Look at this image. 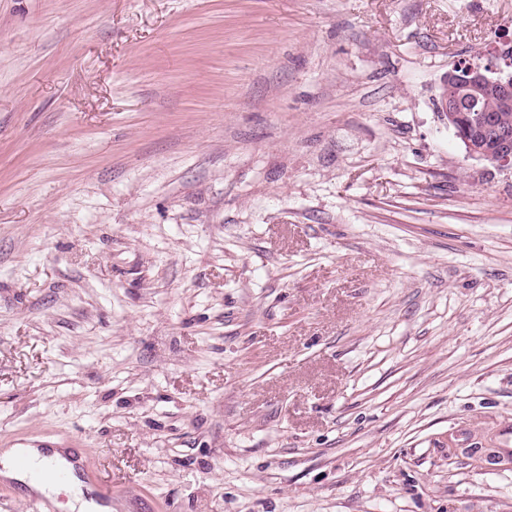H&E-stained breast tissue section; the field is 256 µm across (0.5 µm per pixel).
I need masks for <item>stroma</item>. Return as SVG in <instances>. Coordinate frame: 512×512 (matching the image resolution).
Wrapping results in <instances>:
<instances>
[{
  "instance_id": "1",
  "label": "stroma",
  "mask_w": 512,
  "mask_h": 512,
  "mask_svg": "<svg viewBox=\"0 0 512 512\" xmlns=\"http://www.w3.org/2000/svg\"><path fill=\"white\" fill-rule=\"evenodd\" d=\"M512 0H0V449L112 512H512V173L440 85Z\"/></svg>"
}]
</instances>
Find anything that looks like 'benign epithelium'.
<instances>
[{
  "label": "benign epithelium",
  "instance_id": "1",
  "mask_svg": "<svg viewBox=\"0 0 512 512\" xmlns=\"http://www.w3.org/2000/svg\"><path fill=\"white\" fill-rule=\"evenodd\" d=\"M442 112L448 126L462 144L465 156L488 163L501 171H512V126L504 122V114L512 112V60L491 59L481 63L456 64L444 77ZM479 100L483 107L484 126L471 128L466 106Z\"/></svg>",
  "mask_w": 512,
  "mask_h": 512
}]
</instances>
